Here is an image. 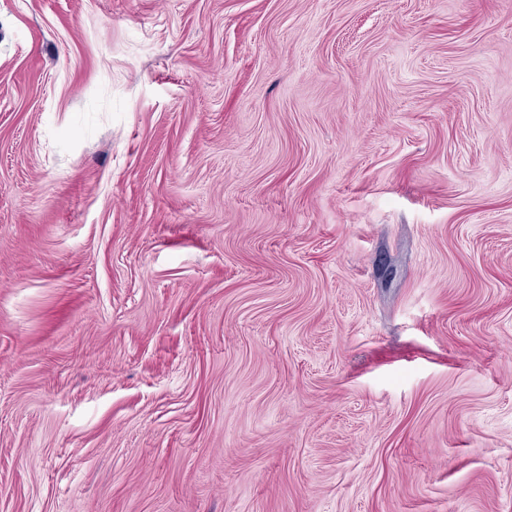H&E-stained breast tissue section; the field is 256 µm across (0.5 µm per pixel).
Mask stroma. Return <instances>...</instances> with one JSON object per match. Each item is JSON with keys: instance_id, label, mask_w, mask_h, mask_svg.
I'll return each instance as SVG.
<instances>
[{"instance_id": "obj_1", "label": "stroma", "mask_w": 512, "mask_h": 512, "mask_svg": "<svg viewBox=\"0 0 512 512\" xmlns=\"http://www.w3.org/2000/svg\"><path fill=\"white\" fill-rule=\"evenodd\" d=\"M0 512H512V0H0Z\"/></svg>"}]
</instances>
